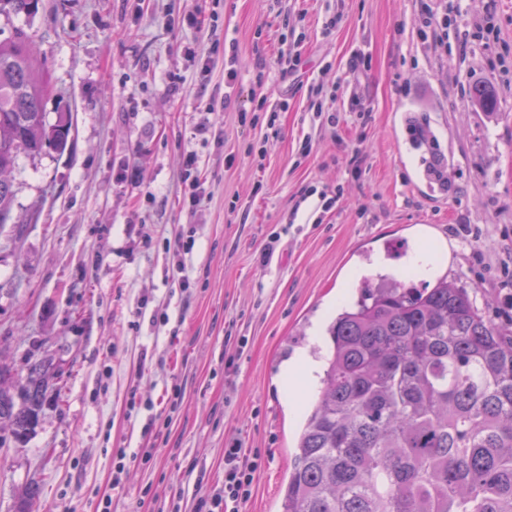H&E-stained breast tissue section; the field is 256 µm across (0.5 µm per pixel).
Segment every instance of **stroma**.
<instances>
[{
  "label": "stroma",
  "instance_id": "stroma-1",
  "mask_svg": "<svg viewBox=\"0 0 512 512\" xmlns=\"http://www.w3.org/2000/svg\"><path fill=\"white\" fill-rule=\"evenodd\" d=\"M418 8L39 0L29 50L50 76L46 112L69 113L71 131L64 151L7 174L0 364L23 376L28 355L50 361L59 397L25 442L0 448V512L32 481L36 512H95L105 496L112 512H193L223 487L236 442L262 458L240 512H279L319 393L294 406L281 367L326 352L314 329L357 302L363 278L447 275L512 329V0H462L479 32L466 46L420 35ZM231 65L241 95L228 106ZM479 85L495 111L474 105ZM207 120L221 138L200 132ZM189 152L208 187L194 205ZM417 251L426 266L410 265Z\"/></svg>",
  "mask_w": 512,
  "mask_h": 512
}]
</instances>
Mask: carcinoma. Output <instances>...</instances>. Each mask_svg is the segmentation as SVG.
I'll list each match as a JSON object with an SVG mask.
<instances>
[{
  "label": "carcinoma",
  "instance_id": "1",
  "mask_svg": "<svg viewBox=\"0 0 512 512\" xmlns=\"http://www.w3.org/2000/svg\"><path fill=\"white\" fill-rule=\"evenodd\" d=\"M39 0H0V174L20 154L65 150L69 115L48 120L47 71L28 49ZM472 101L494 110L492 90ZM13 185L0 178V223ZM323 388L295 437L280 512H512V336L437 279L403 288L378 276L329 324ZM18 380L0 365V447L35 433L56 374L26 358ZM29 483L17 512H32Z\"/></svg>",
  "mask_w": 512,
  "mask_h": 512
}]
</instances>
